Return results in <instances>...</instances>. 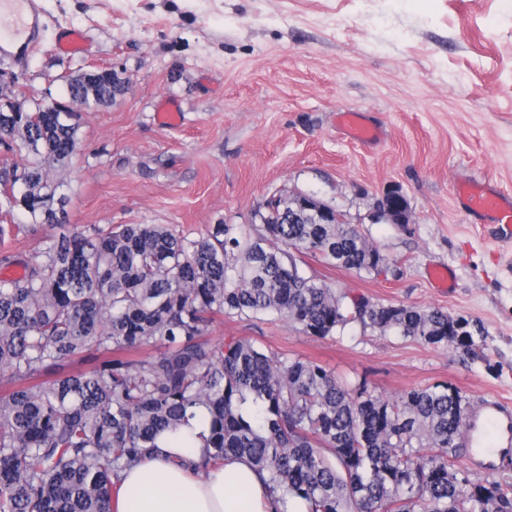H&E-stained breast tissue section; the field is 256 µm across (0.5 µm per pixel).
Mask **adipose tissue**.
<instances>
[{
    "label": "adipose tissue",
    "instance_id": "obj_1",
    "mask_svg": "<svg viewBox=\"0 0 512 512\" xmlns=\"http://www.w3.org/2000/svg\"><path fill=\"white\" fill-rule=\"evenodd\" d=\"M202 453L161 438L153 454L123 472L116 512H274L266 483L246 459L194 470Z\"/></svg>",
    "mask_w": 512,
    "mask_h": 512
}]
</instances>
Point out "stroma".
<instances>
[{
	"label": "stroma",
	"instance_id": "stroma-1",
	"mask_svg": "<svg viewBox=\"0 0 512 512\" xmlns=\"http://www.w3.org/2000/svg\"><path fill=\"white\" fill-rule=\"evenodd\" d=\"M43 40L6 62L15 93L62 99L63 76L121 72L117 101L81 113L66 173L68 229L165 224L195 238L244 229L267 198L307 192L346 211L388 259L368 278L309 258L307 273L373 303L438 308L481 328L467 354L352 324L319 339L289 321L216 318L213 343L250 338L319 361L376 394L447 383L469 397L456 468L512 484V243L452 195L479 180L512 192V0H44ZM84 30L87 55L54 49ZM182 120L158 124L163 102ZM382 128L349 140L340 112ZM397 189L409 221H370ZM452 269L456 286L431 285ZM498 398V411L486 406Z\"/></svg>",
	"mask_w": 512,
	"mask_h": 512
}]
</instances>
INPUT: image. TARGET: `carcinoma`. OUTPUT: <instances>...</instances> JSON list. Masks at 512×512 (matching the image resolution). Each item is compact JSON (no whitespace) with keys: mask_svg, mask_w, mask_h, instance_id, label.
<instances>
[{"mask_svg":"<svg viewBox=\"0 0 512 512\" xmlns=\"http://www.w3.org/2000/svg\"><path fill=\"white\" fill-rule=\"evenodd\" d=\"M99 69L91 99L64 78L66 101L45 112H0V138L21 165L0 180V238L58 225L18 275L0 276V512H112L120 473L158 447L202 441V465L246 457L275 512H512V485L474 483L453 463L469 398L437 384L386 399L325 365L275 359L249 338H207L215 317L277 315L308 336L350 323L426 345L467 343L448 335L440 309L376 306L299 274L318 255L368 277L387 257L356 227L281 220L258 212L251 235L211 224L189 239L163 224L72 232L64 219L65 172L79 113L125 86ZM152 346L146 359L134 354ZM95 350L99 363L48 378L58 364ZM208 434H181L197 412Z\"/></svg>","mask_w":512,"mask_h":512,"instance_id":"carcinoma-1","label":"carcinoma"}]
</instances>
